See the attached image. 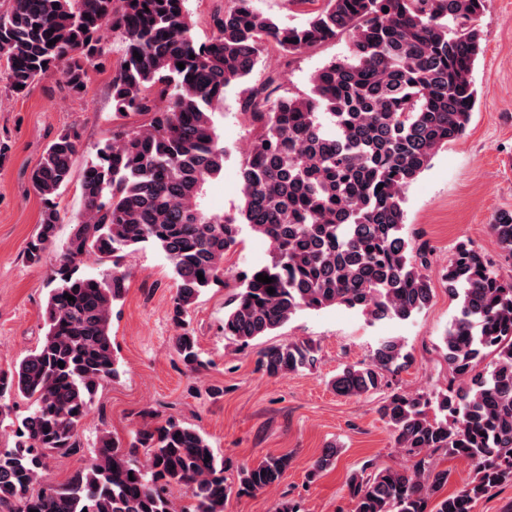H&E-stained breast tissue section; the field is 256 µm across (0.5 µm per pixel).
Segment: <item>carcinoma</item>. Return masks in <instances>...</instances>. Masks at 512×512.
<instances>
[{"instance_id": "1", "label": "carcinoma", "mask_w": 512, "mask_h": 512, "mask_svg": "<svg viewBox=\"0 0 512 512\" xmlns=\"http://www.w3.org/2000/svg\"><path fill=\"white\" fill-rule=\"evenodd\" d=\"M186 2L10 0L0 12V74L11 91L25 94L56 70L69 91L82 92L87 66L104 55L102 32L111 28L126 40L112 75L114 116L143 118L116 125L87 163L85 209L56 258L43 341L0 371V427L14 433L13 446L0 448V512H224V460L200 430L172 419L137 429L127 442L102 434L64 486L33 490L49 458L80 448L78 431L99 386L118 376L112 304L126 290L125 257L143 243L173 267L174 348L194 371L205 361L189 310L224 274L244 225L270 242L271 256L239 279L224 314L229 340L246 345L303 311L336 306L373 322H406L430 302L425 251L404 234V191L438 150L466 133L482 52L475 22L486 0H322L300 26L279 24L253 0H231L204 42L191 34ZM344 33L349 54L317 70L308 93L272 100L276 79L251 84L263 55L290 56ZM236 83L257 134L241 169L242 204L217 214L204 202L209 184L224 177L213 116ZM80 147L77 131L59 133L31 173L42 199L39 233L26 250L33 265L55 242L57 199ZM491 233L499 256L512 262V212L498 213ZM90 255L111 267L97 276L79 272ZM260 273L272 283L257 281ZM445 277L458 301L443 336L448 382L431 394L384 398L379 414L406 464L353 473L354 512H473L490 490L512 484V279L467 242L448 256ZM314 353L308 340L272 346L258 367L282 376L309 366ZM411 362L402 339L386 336L368 364L344 367L332 388L362 396ZM16 398L27 401L26 415L17 414ZM440 452L475 470L445 497L448 470L434 462ZM336 454L325 448L311 476ZM287 468L283 456L244 466L238 493L279 484ZM175 486L191 491L179 511L168 497Z\"/></svg>"}]
</instances>
